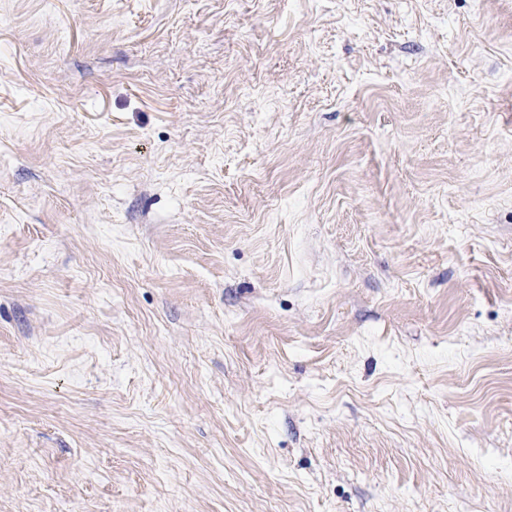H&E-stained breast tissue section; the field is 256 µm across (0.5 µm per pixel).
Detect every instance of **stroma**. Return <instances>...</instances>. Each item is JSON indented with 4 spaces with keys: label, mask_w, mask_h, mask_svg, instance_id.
Returning <instances> with one entry per match:
<instances>
[{
    "label": "stroma",
    "mask_w": 512,
    "mask_h": 512,
    "mask_svg": "<svg viewBox=\"0 0 512 512\" xmlns=\"http://www.w3.org/2000/svg\"><path fill=\"white\" fill-rule=\"evenodd\" d=\"M0 512H512V0H0Z\"/></svg>",
    "instance_id": "obj_1"
}]
</instances>
